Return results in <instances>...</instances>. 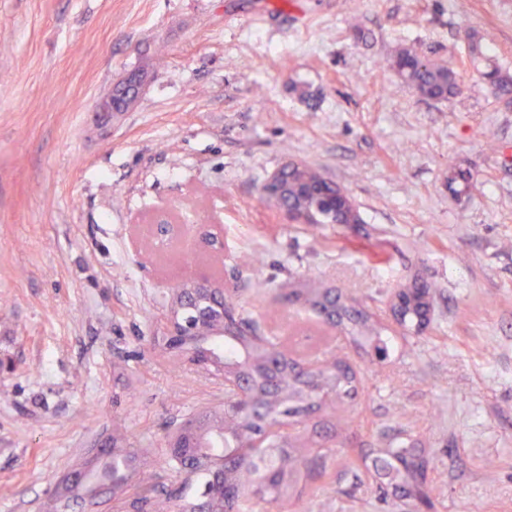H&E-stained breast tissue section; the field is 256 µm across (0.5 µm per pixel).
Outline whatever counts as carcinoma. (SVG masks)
<instances>
[{"mask_svg": "<svg viewBox=\"0 0 512 512\" xmlns=\"http://www.w3.org/2000/svg\"><path fill=\"white\" fill-rule=\"evenodd\" d=\"M491 34L473 33L468 37V57L474 63L483 57L484 42ZM388 68L411 86L422 98L441 100L461 91L455 71L448 65L426 58L415 49H400L388 62ZM486 75L495 92L512 97V76L488 64ZM339 188L327 183L321 171L305 164L295 173L288 195L276 197L273 205L318 214L319 223L362 224L357 207L341 210L335 207L334 195ZM406 299L400 325L417 322L422 313L423 298L431 295L428 285L416 284L400 289ZM288 301L304 309L332 317L331 324L340 329L348 343L371 349L379 357L388 354V342L380 336L378 321L341 289L321 290L305 283H293ZM210 348L218 356L224 371L245 376L248 392L224 396V409L205 415L196 430L177 439L181 448H168L167 461L180 469L191 468L203 477L200 498L185 504L200 512H266L278 505L288 488L301 474L323 477L327 473V454L321 452L310 435L306 421L327 407L336 413V426H341L338 402L355 391L357 375L341 357L342 348H330L303 359L284 349L277 336H261L258 328L250 334L239 330L237 336H216ZM291 427V432L269 441L270 428ZM256 438L269 442L268 448L250 447ZM196 439L210 441L211 447L199 448L186 456V446ZM375 469L383 481L376 485L380 501L392 506L388 481L398 476L401 496L409 497L417 482L418 468L410 448H386L375 460ZM134 484L143 489L149 501V512H172L173 501L187 497L189 484L174 492L155 494L154 474L148 462L137 463L133 448L110 447L108 456L96 468V480L89 482L78 497L93 506L98 490L113 491L114 485Z\"/></svg>", "mask_w": 512, "mask_h": 512, "instance_id": "1", "label": "carcinoma"}]
</instances>
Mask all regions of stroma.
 Returning <instances> with one entry per match:
<instances>
[{"instance_id":"obj_1","label":"stroma","mask_w":512,"mask_h":512,"mask_svg":"<svg viewBox=\"0 0 512 512\" xmlns=\"http://www.w3.org/2000/svg\"><path fill=\"white\" fill-rule=\"evenodd\" d=\"M473 32L512 73V0H0V512H44L116 422L158 487L185 482L167 434L224 406L220 375L166 348L189 277L237 287L270 336L322 324L292 282L374 311L412 279L434 289L426 330L386 326L383 359L347 350L344 430L314 435L332 478L272 512H385L373 461L399 443L427 458L434 512H512V106L469 64ZM403 47L460 93L420 98L386 66ZM139 70L134 106L103 111ZM290 161L363 224L284 223L262 186Z\"/></svg>"}]
</instances>
